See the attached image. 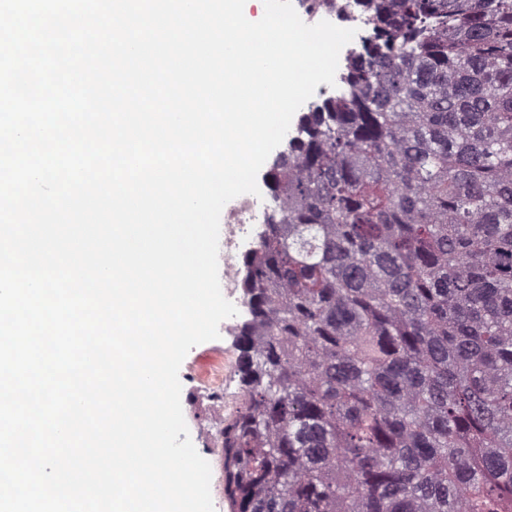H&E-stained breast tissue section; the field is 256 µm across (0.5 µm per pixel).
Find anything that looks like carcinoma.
<instances>
[{
  "label": "carcinoma",
  "instance_id": "obj_1",
  "mask_svg": "<svg viewBox=\"0 0 512 512\" xmlns=\"http://www.w3.org/2000/svg\"><path fill=\"white\" fill-rule=\"evenodd\" d=\"M243 258L233 512H512V0H352ZM313 1L314 0H292L295 10L305 23L315 24L321 20H328L339 27L355 28L357 29V33L354 39L345 45L340 52L338 68L335 75V85L329 86L325 83L320 84L315 94L310 98L309 103L306 101L297 110V112L301 113L309 111L315 105L336 96L337 93L343 90L344 84L342 82V76L349 61L364 51L372 36L370 25L359 11L349 5V0H317L320 1L319 6L314 5ZM305 114L301 116L294 126L291 139H301L303 137L304 123L302 119Z\"/></svg>",
  "mask_w": 512,
  "mask_h": 512
}]
</instances>
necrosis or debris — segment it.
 <instances>
[{
	"label": "necrosis or debris",
	"instance_id": "1",
	"mask_svg": "<svg viewBox=\"0 0 512 512\" xmlns=\"http://www.w3.org/2000/svg\"><path fill=\"white\" fill-rule=\"evenodd\" d=\"M292 4L305 23L327 20L343 28L355 29L354 39L340 52L339 69H346L349 61L361 54L371 39L369 24L359 11L350 6L349 0H292ZM275 205L272 192L264 185L259 195L239 196L224 207V240L219 247L218 272L224 280V296L236 306L238 314L224 320L219 326L220 332L233 333L249 317L241 295L239 259L254 252V233L263 225L266 212ZM236 362V356L231 353L214 361L201 375L196 389L201 399L217 410L214 420L204 429L214 448L223 447L224 416L234 412L238 405V394L224 389L225 380L234 374Z\"/></svg>",
	"mask_w": 512,
	"mask_h": 512
}]
</instances>
